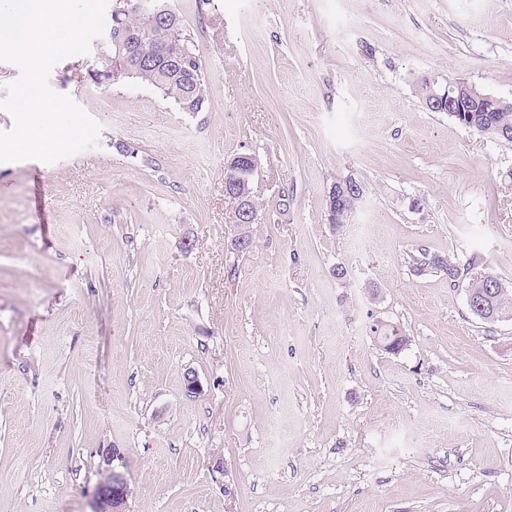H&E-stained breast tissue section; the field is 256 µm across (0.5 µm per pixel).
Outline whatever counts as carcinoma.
Returning <instances> with one entry per match:
<instances>
[{
  "label": "carcinoma",
  "mask_w": 512,
  "mask_h": 512,
  "mask_svg": "<svg viewBox=\"0 0 512 512\" xmlns=\"http://www.w3.org/2000/svg\"><path fill=\"white\" fill-rule=\"evenodd\" d=\"M145 8L139 11L123 10L122 0H115L105 46L99 54L97 67L89 71L90 80L97 86L109 87L123 79H135L143 84L161 89L184 112H200L205 105L202 81L203 63L191 38L183 33L182 20L171 0H141ZM181 46L177 59L168 61L161 56L163 47L171 42ZM132 46L129 57L118 51V45ZM486 92L474 88L462 97L458 110L450 118L460 125L479 133L502 139L512 134V102L489 101ZM415 269H428L448 277L456 285L468 270L439 253H419L413 258ZM499 278L485 272L468 282V294L475 302L485 301L484 294ZM494 309L473 312L487 321L512 314V289L500 288L494 295ZM371 333L381 339L388 338L387 350L397 352L406 345L398 327L391 324H375Z\"/></svg>",
  "instance_id": "obj_1"
}]
</instances>
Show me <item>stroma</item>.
<instances>
[{"mask_svg": "<svg viewBox=\"0 0 512 512\" xmlns=\"http://www.w3.org/2000/svg\"><path fill=\"white\" fill-rule=\"evenodd\" d=\"M174 4L203 111L97 87L99 37L49 78L98 147L0 163V512H95L105 448L126 512H512V318L413 267L441 253L512 288V142L415 90L512 102V0ZM239 153L259 160L245 255ZM350 176L337 231L326 195ZM370 330L374 338L379 337L383 339L388 337L389 347H387L388 345L384 341L378 340L383 347H387L386 350L398 352L406 345V336H402L397 326L391 324H374L371 326Z\"/></svg>", "mask_w": 512, "mask_h": 512, "instance_id": "obj_1", "label": "stroma"}]
</instances>
